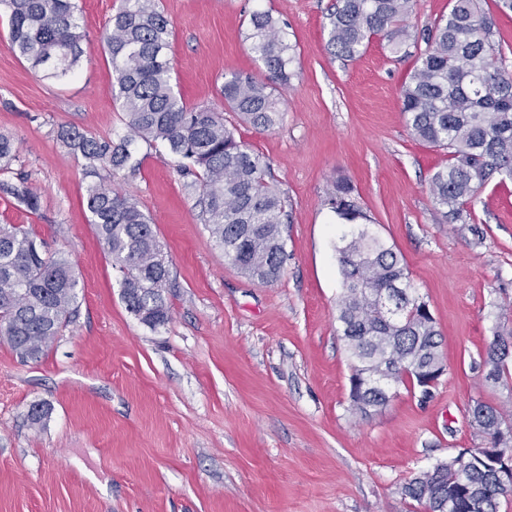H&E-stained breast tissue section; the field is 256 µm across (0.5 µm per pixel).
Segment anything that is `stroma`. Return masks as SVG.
I'll return each mask as SVG.
<instances>
[{"instance_id": "obj_1", "label": "stroma", "mask_w": 512, "mask_h": 512, "mask_svg": "<svg viewBox=\"0 0 512 512\" xmlns=\"http://www.w3.org/2000/svg\"><path fill=\"white\" fill-rule=\"evenodd\" d=\"M83 56L55 83L6 47L0 17V133L18 147L7 178L37 211L0 194V224H21L47 252L68 253L78 307L46 356L22 361L0 341V512H420L404 483L464 448L476 401L512 411V380L486 381L494 335L512 334V181L489 182L471 220H447L428 181L446 151L414 139L401 86L417 55L376 37L351 60L327 49L336 0H159L172 24L167 56L187 106L221 111L263 155L286 200L280 278L251 280L200 218L182 161L134 145L135 169L112 184L147 214L171 260L170 320L150 328L121 297L99 240L82 162L57 137L125 133L101 34L122 0H76ZM271 11L295 48L277 89L281 122L263 131L225 111V75L260 76L246 39ZM346 178L372 231L403 255L443 337L445 371L429 395L398 385L382 410L351 411V357L340 338L336 243L327 205ZM49 409L31 423L32 405ZM0 191L5 195L12 196L13 198L22 201L30 211H37L38 197L27 186L24 185L23 181L20 182L19 185L10 183L8 181H1Z\"/></svg>"}]
</instances>
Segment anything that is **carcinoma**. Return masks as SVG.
<instances>
[{"label":"carcinoma","instance_id":"obj_1","mask_svg":"<svg viewBox=\"0 0 512 512\" xmlns=\"http://www.w3.org/2000/svg\"><path fill=\"white\" fill-rule=\"evenodd\" d=\"M414 0H336L329 14L327 50L341 59L359 55L381 36L398 51L412 37L407 20ZM8 16L7 47L30 68L53 81L73 77L83 50L76 0H0ZM492 21L478 0H449L448 15L425 29L408 81L401 87L402 112L417 140L448 153V163L429 182L443 216L463 224L467 205L488 182L512 181V71L490 43ZM172 27L157 0H124L103 33L112 65V94L125 112L127 134L117 141L76 128L59 131L70 152L84 162L89 185L86 207L99 239L122 273V299L141 323L155 328L170 319L165 296L170 269L154 224L132 199L112 187L100 171L117 172L134 161L131 146H163L194 174L204 223L224 257L261 283L277 280L287 259L285 204L267 181L269 164L246 148L209 107H188L175 92L164 57ZM246 39L265 68L261 78L233 73L221 94L228 111L256 129L282 119L274 91L292 77L294 47L280 20L254 11ZM17 155L14 139L0 134V173ZM0 191L35 212L38 197L24 184L0 182ZM354 188L336 181L328 205L361 231L342 234L336 244L343 291L338 301L341 338L353 360L351 378L361 382L351 410L368 417L390 401L393 384L428 392L425 379L444 366L440 333L427 302L413 294L402 255L368 230ZM78 280L71 260L49 254L43 243L15 224H0V340L20 357L42 358L76 312ZM512 336H495L484 364L486 379L512 377ZM471 425L491 448L512 424L496 406L478 401ZM402 494L423 512H500L502 489L496 472L483 464L459 471L456 458L411 478Z\"/></svg>","mask_w":512,"mask_h":512}]
</instances>
